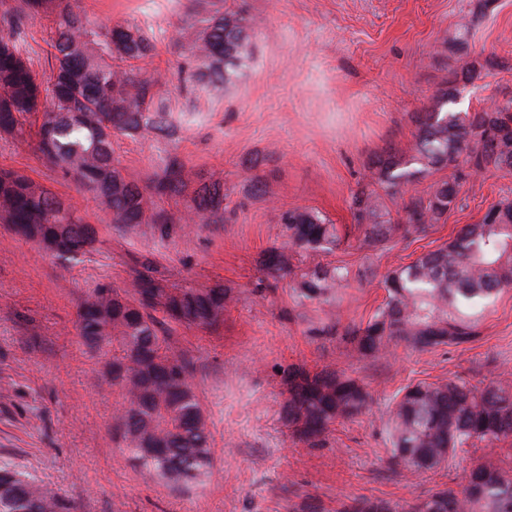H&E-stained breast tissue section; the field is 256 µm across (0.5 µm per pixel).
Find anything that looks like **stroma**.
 Returning <instances> with one entry per match:
<instances>
[{"label":"stroma","mask_w":512,"mask_h":512,"mask_svg":"<svg viewBox=\"0 0 512 512\" xmlns=\"http://www.w3.org/2000/svg\"><path fill=\"white\" fill-rule=\"evenodd\" d=\"M211 0H82L101 25L135 24L155 37L148 72L176 125L173 137L118 135L113 156L123 175L148 185L176 157L184 192L162 201L178 220L195 189L224 186L232 219L174 230L152 225L129 236L101 201L49 167L33 147L0 134V168L18 171L71 203L97 231L95 252L59 270L55 259L0 223V461L52 489L71 512H336L358 497L403 503L436 486L461 489L481 449L418 476L388 464L385 422L408 385L461 376L473 384L512 377V289L484 301L478 336L418 350L399 343L383 358L349 357L347 327L366 323L385 298L381 280L447 242L486 209L512 198V173L490 170L462 182L460 202L427 236L392 248L364 244L351 210L380 155L410 158L414 115L428 110L459 58L482 63L461 87L456 109L476 112L512 97V0H234L262 18L253 54L215 91L191 79L196 63L173 40ZM470 32L456 37L460 23ZM43 17L23 20V53L49 74ZM318 212L348 234L336 251L301 252V271L346 265L351 276L325 306L300 297L292 279L274 280L264 253L282 246L283 213ZM158 277L196 288L230 290L222 321L177 327L171 350L195 369L212 437L214 466L198 484L144 481L112 440L118 389L101 382L104 359L77 331V308L97 284L130 289L144 260ZM332 368L368 394L366 408L341 419L322 446L289 428L282 369Z\"/></svg>","instance_id":"stroma-1"}]
</instances>
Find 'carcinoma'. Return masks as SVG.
Segmentation results:
<instances>
[{"mask_svg": "<svg viewBox=\"0 0 512 512\" xmlns=\"http://www.w3.org/2000/svg\"><path fill=\"white\" fill-rule=\"evenodd\" d=\"M53 17L51 74L36 78L19 53L22 18ZM260 20L242 11L215 10L198 25L177 31L199 67L197 75L215 88L231 82L251 58ZM154 39L136 26L105 27L91 21L80 0H0V133L31 143L51 166L92 193L126 234L153 224L172 230L155 201L178 195L182 170L169 160L145 188L126 179L112 156V136L151 131L172 136L168 107L158 95L159 78L142 73ZM480 67L466 62L454 71L433 106L414 116L413 163L379 156L370 167L371 189L354 198V217L364 242L379 246L404 231L427 234L458 202L461 165L472 171L500 168L495 133L512 140V99L480 112H456L459 82L472 83ZM452 175L429 186L427 198L405 207L406 224H393L379 199L395 197L433 172ZM0 219L16 236L37 243L64 269L86 257L97 241L93 225L72 205L27 176L0 169ZM227 220L224 186L205 184L192 198L184 222ZM279 235L289 248L268 250L262 259L275 277L294 274L289 250L332 251L342 236L317 214L290 210ZM347 268L316 267L295 277L305 299L325 300L347 285ZM386 297L366 325L348 328L359 355L381 356L398 342L424 350L476 338L470 314L481 302L512 288V199L489 206L476 224H465L446 243L384 278ZM231 301L222 288H169L142 263L132 288L108 285L79 303L77 330L93 355L112 354L106 382L120 388L114 435L128 461L149 481L186 486L213 465L211 434L193 382V368L170 354L172 326L211 327L224 319ZM288 389L286 416L307 441L323 437L336 419L361 412L365 393L354 380L323 368L312 373L291 366L282 373ZM390 463L412 474L441 468L449 459L481 446L491 452L512 439V383L492 380L478 387L464 378L406 387L393 400L387 423ZM0 512H70L50 489L8 463H0ZM336 512H512V467L481 461L456 492L438 488L413 502L354 498Z\"/></svg>", "mask_w": 512, "mask_h": 512, "instance_id": "obj_1", "label": "carcinoma"}]
</instances>
